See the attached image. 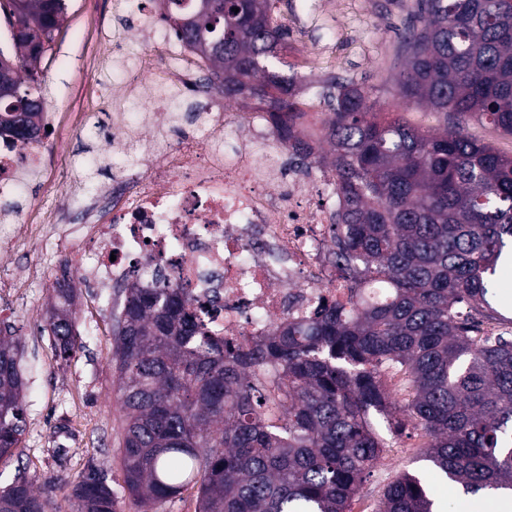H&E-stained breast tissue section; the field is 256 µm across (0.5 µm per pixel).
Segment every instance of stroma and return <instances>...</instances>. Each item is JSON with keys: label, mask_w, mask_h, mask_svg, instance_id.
<instances>
[{"label": "stroma", "mask_w": 512, "mask_h": 512, "mask_svg": "<svg viewBox=\"0 0 512 512\" xmlns=\"http://www.w3.org/2000/svg\"><path fill=\"white\" fill-rule=\"evenodd\" d=\"M415 0H276L277 21L288 30V43L279 55L278 70L294 77L306 112L325 114V101L311 94V84L351 79L364 84L377 106L397 98L394 63L398 39L395 28L412 11ZM64 28L44 54L37 75L49 107L60 112L85 110L95 123H108L116 109L112 100V58L95 59L98 32L124 38L137 28L134 0H66ZM46 180L57 195H44L42 183L32 182L30 209L24 219L41 221L60 195L84 192L87 185L106 186L115 170L102 139L77 131L44 140ZM86 159L85 169L72 167L73 157ZM45 180V181H46ZM53 246L33 242L27 247H0V270H38L37 279L22 288H0V323L11 324L22 345L21 366L26 380L27 422L21 451L0 459V487L23 472L42 482L60 475L76 480L88 462L104 468L120 493L121 512H137L124 495L119 443L121 423L113 392L112 310L102 306L99 291L78 285L75 301L82 348L68 364L55 358L53 336L46 323L52 290L62 267L55 264ZM422 439L405 430L386 449L373 475L357 497L374 508L384 487L395 476H423L435 503L464 512L449 482L422 458Z\"/></svg>", "instance_id": "stroma-1"}]
</instances>
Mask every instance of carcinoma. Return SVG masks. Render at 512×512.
I'll return each mask as SVG.
<instances>
[{"label": "carcinoma", "instance_id": "obj_1", "mask_svg": "<svg viewBox=\"0 0 512 512\" xmlns=\"http://www.w3.org/2000/svg\"><path fill=\"white\" fill-rule=\"evenodd\" d=\"M162 19L188 44L224 100L249 96L269 112L300 111L296 85L276 69L286 31L274 0H162ZM11 44L0 129L27 144L45 130L35 65L58 35L65 0H0ZM403 36L400 102L458 124L420 131L381 112L353 80L335 81L325 122L344 204L333 241L349 306L290 322L251 346L215 336L177 288H122L112 368L121 420L124 491L143 512L197 488L198 512H350L393 433L425 438L424 455L464 492L512 491V329L499 323L488 276L512 248V156L462 132L487 121L512 134V4L416 0ZM212 29H207V25ZM362 280L387 285L376 300ZM46 322L57 356L82 348L74 291L53 289ZM20 341L0 328V459L26 428ZM387 422V434L372 424ZM24 475L0 490V512H54ZM75 512H119L106 472L87 463L71 489ZM374 512H433L408 472Z\"/></svg>", "mask_w": 512, "mask_h": 512}]
</instances>
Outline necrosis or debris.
<instances>
[{
  "label": "necrosis or debris",
  "mask_w": 512,
  "mask_h": 512,
  "mask_svg": "<svg viewBox=\"0 0 512 512\" xmlns=\"http://www.w3.org/2000/svg\"><path fill=\"white\" fill-rule=\"evenodd\" d=\"M124 69L172 45L167 77L149 75L142 95H126L114 113L112 152L149 142L151 162L117 165L84 221L62 228L68 259L84 282L181 289L218 337L254 343L276 325L347 302L349 288L328 261L336 206L323 190L329 170L287 163L288 139L270 113L260 119L214 111L197 98L190 130L165 98L188 53L172 44L152 5L139 11ZM39 144L0 139V244L30 236L16 202L43 175Z\"/></svg>",
  "instance_id": "4bbe7bcc"
}]
</instances>
